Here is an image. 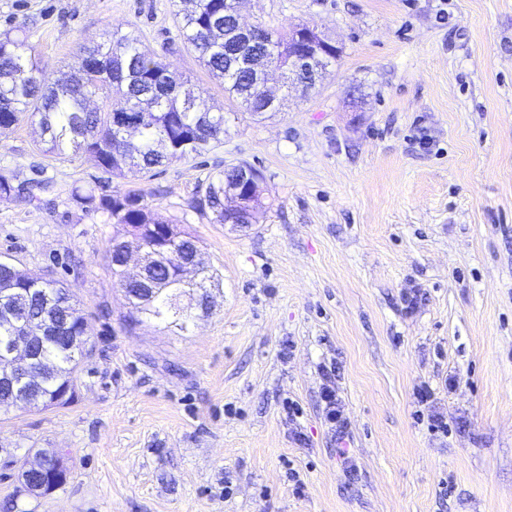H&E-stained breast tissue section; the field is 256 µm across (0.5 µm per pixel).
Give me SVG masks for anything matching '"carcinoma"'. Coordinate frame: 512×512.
<instances>
[{
  "mask_svg": "<svg viewBox=\"0 0 512 512\" xmlns=\"http://www.w3.org/2000/svg\"><path fill=\"white\" fill-rule=\"evenodd\" d=\"M184 44L198 53L203 66L224 78V94L249 113L261 112L263 99L253 87L250 58L274 44L280 53L282 75L288 74V32L256 24L250 44L224 40V29L235 30L237 14L230 0H196L195 7L175 13ZM81 62L68 78L50 79L39 66L28 36H0V130L27 120L39 129L45 154L71 150L99 172L92 186L75 185L70 200L86 214L102 213L114 224H162V220L135 190H106L115 172L134 170L153 177L177 161L203 154L224 143V112L209 104L189 81L176 76L170 65L142 49L137 31L116 29L95 46L80 49ZM237 167L220 170L196 196L194 208L210 211L216 224L224 223V183L235 178ZM158 284L135 302V312L165 319L174 292L196 290L175 283V267L154 272ZM221 277L210 263L199 274V285L217 288ZM0 286L13 289L11 299L0 294V348L10 341L17 309L39 324L49 319L51 300L62 303L68 321L56 338L35 345L40 358L56 366L55 374L35 386L42 406L65 405L73 392V374L87 352L73 346L87 335L88 324L70 290L52 279L34 280L13 263H0Z\"/></svg>",
  "mask_w": 512,
  "mask_h": 512,
  "instance_id": "1",
  "label": "carcinoma"
}]
</instances>
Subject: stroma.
<instances>
[{
    "label": "stroma",
    "instance_id": "stroma-1",
    "mask_svg": "<svg viewBox=\"0 0 512 512\" xmlns=\"http://www.w3.org/2000/svg\"><path fill=\"white\" fill-rule=\"evenodd\" d=\"M174 9L0 0V34L29 32L44 70L130 26L224 112L222 145L110 179L221 277L209 310L179 297L183 331L132 321L116 226L68 199L91 163L44 154L29 122L0 132V173L49 183L37 204L0 199V255L63 283L88 321L74 399L0 410V512H512V0H246L247 21L340 47L315 90L260 118L184 46ZM242 162L260 174L257 224L192 209ZM332 365L352 482L322 415ZM423 384L447 435L420 417ZM58 448L66 481L24 491L25 460Z\"/></svg>",
    "mask_w": 512,
    "mask_h": 512
}]
</instances>
